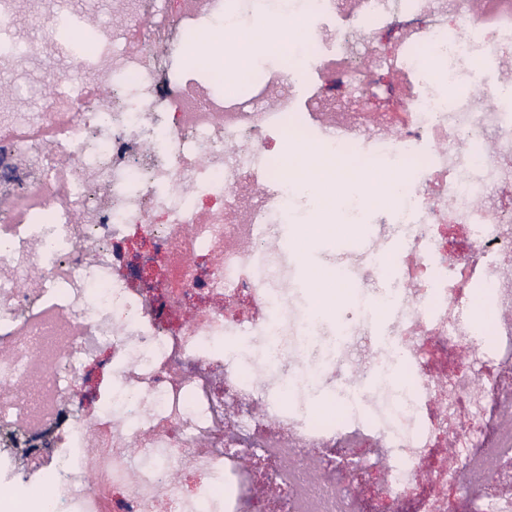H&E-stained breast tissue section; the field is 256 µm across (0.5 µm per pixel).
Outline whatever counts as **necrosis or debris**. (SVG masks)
Masks as SVG:
<instances>
[{
    "label": "necrosis or debris",
    "mask_w": 512,
    "mask_h": 512,
    "mask_svg": "<svg viewBox=\"0 0 512 512\" xmlns=\"http://www.w3.org/2000/svg\"><path fill=\"white\" fill-rule=\"evenodd\" d=\"M88 6L0 0V512H98L87 473L105 479L109 512H196L205 491L190 482L218 470L225 512H455L446 440L461 457L491 453L512 482V433L498 423L512 324L487 343L459 314L474 288L512 308V85L494 108L468 90L512 54V0L454 32L469 0H95L104 20L77 59L58 35ZM262 7L280 26L305 23L295 45L252 58L240 92L178 70L202 29L272 43ZM41 85L55 94L41 99ZM376 99L394 109L373 127ZM74 146L81 158L66 162ZM306 146L355 164L363 188L342 179L306 195L286 174ZM383 167L404 173L386 201L366 187ZM317 217L375 225L337 263L370 289L393 225L409 227L389 303L373 320L337 307L321 353L325 320L283 305L292 266L269 247L283 225ZM372 327L386 347L357 378L338 375ZM387 362L418 379L394 412ZM271 365L289 408L268 397ZM489 367L497 378L475 385ZM90 371L94 393H76ZM331 384L346 412L315 416Z\"/></svg>",
    "instance_id": "necrosis-or-debris-1"
}]
</instances>
